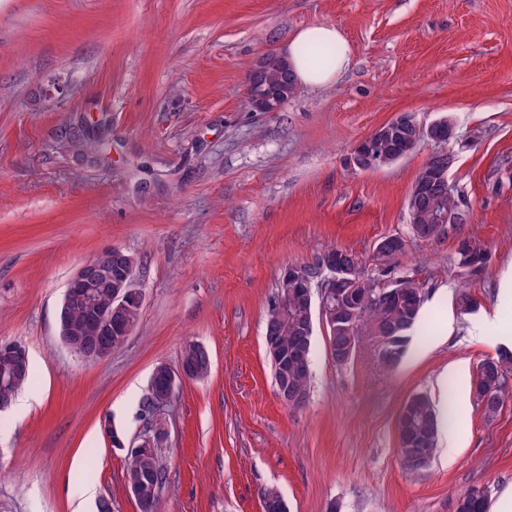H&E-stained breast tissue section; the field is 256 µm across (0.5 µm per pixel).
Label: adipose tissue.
<instances>
[{
  "label": "adipose tissue",
  "instance_id": "1",
  "mask_svg": "<svg viewBox=\"0 0 512 512\" xmlns=\"http://www.w3.org/2000/svg\"><path fill=\"white\" fill-rule=\"evenodd\" d=\"M308 41L339 45L340 53L335 63L324 69L312 67L298 52L299 46ZM284 52L297 83L310 89L334 85L347 70L351 60L350 50L342 31L327 23H316L297 30L285 44Z\"/></svg>",
  "mask_w": 512,
  "mask_h": 512
}]
</instances>
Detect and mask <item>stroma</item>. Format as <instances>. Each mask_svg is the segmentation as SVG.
<instances>
[{"label": "stroma", "instance_id": "obj_1", "mask_svg": "<svg viewBox=\"0 0 512 512\" xmlns=\"http://www.w3.org/2000/svg\"><path fill=\"white\" fill-rule=\"evenodd\" d=\"M346 36L336 84L298 88L276 112L246 104L256 59L308 24ZM452 118L448 181L490 250L468 275L455 239L421 241L407 198L432 154L350 173L361 138L397 114ZM83 122L106 128L110 159L62 146ZM424 297L421 326L391 370L362 343L347 364L315 322L309 400L279 399L265 313L284 266L330 247L370 259L384 237ZM116 246L145 291L123 347L86 361L59 336L68 280ZM512 0H0V341L28 350L21 409L0 412V512H139L126 439L142 430L154 368L183 346L210 355L178 384L163 450V512H455L458 493L512 491V397L485 418L471 381L512 336ZM475 307L462 313L460 294ZM427 395L452 408L437 452L407 473L396 421Z\"/></svg>", "mask_w": 512, "mask_h": 512}]
</instances>
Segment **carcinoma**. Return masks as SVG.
I'll list each match as a JSON object with an SVG mask.
<instances>
[{"instance_id":"obj_1","label":"carcinoma","mask_w":512,"mask_h":512,"mask_svg":"<svg viewBox=\"0 0 512 512\" xmlns=\"http://www.w3.org/2000/svg\"><path fill=\"white\" fill-rule=\"evenodd\" d=\"M338 49L328 45H306L299 53L307 58L330 63L336 58ZM297 87L293 75L278 64L269 65L257 78L253 92L262 97H269L281 102L292 96ZM372 135L378 140V149L385 159V165L398 161L397 154L403 150L412 152L417 142L414 133L406 126L402 118L389 121L378 127ZM67 145L77 150H91L95 156L104 159L109 143L99 134L90 138L83 129H76L68 135ZM407 209L411 231L425 224H436L443 215H451L455 221L448 224L455 233L456 258H462L465 251L472 249L488 253L487 247L473 236L461 233V226L467 223V215L461 210L454 194L438 195L430 193L423 196L408 195ZM405 245H400L388 252L373 254L376 266L389 272L396 265V260L404 253ZM396 286L403 289L402 300L395 303L378 298L383 285L370 277L365 270H360L357 280L359 291L369 295L353 313L346 311L347 304L333 302L328 310L338 317H353V336L374 337L377 345L379 364L385 369L396 366L404 357L415 326L419 320L423 296L422 290L412 280L405 277L395 279ZM315 304L302 297L288 298V307L278 308L267 303L265 336L272 337L277 347L287 351L298 344L312 348L314 332ZM71 340L75 347L83 349L99 343L95 330L86 321L80 309L69 314ZM512 373V355L504 352L498 357L482 360L476 367L473 385L486 395L483 405L485 417H494L502 408L505 400L512 393L506 389V377ZM30 367L17 369L6 357H0V400L11 402L16 392L28 381ZM310 371L302 365L288 367V389L298 397L299 407L307 403L309 393ZM167 409H157L151 391H146L139 401V415L143 423L151 429L162 431L168 428ZM397 426L399 428V449L402 460L407 462L417 458L432 461L436 447L441 418L430 399L421 394L409 397L402 405ZM129 459L126 469V485L132 488L148 482L162 487L166 480V471L162 463V449L144 444L138 440L128 449ZM487 499L474 497L466 490L457 494L455 512H486Z\"/></svg>"}]
</instances>
